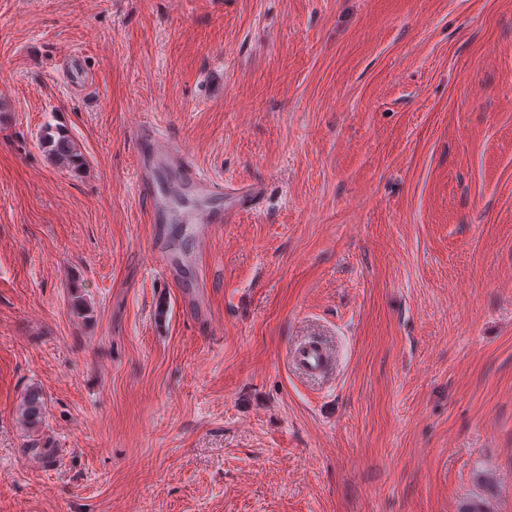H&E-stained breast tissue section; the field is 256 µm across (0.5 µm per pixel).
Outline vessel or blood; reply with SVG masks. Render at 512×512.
Returning <instances> with one entry per match:
<instances>
[{
	"instance_id": "vessel-or-blood-1",
	"label": "vessel or blood",
	"mask_w": 512,
	"mask_h": 512,
	"mask_svg": "<svg viewBox=\"0 0 512 512\" xmlns=\"http://www.w3.org/2000/svg\"><path fill=\"white\" fill-rule=\"evenodd\" d=\"M136 140L135 178L149 223H163L169 201L185 191L205 198L222 196L223 210L201 207L192 213L197 240L203 245L221 225L231 223L241 212L255 207L264 195L262 184L253 182L229 187L205 175L184 148L158 134L153 122H144L137 129ZM292 361L310 375L324 374L332 365L329 352L315 342L298 345L292 353Z\"/></svg>"
}]
</instances>
